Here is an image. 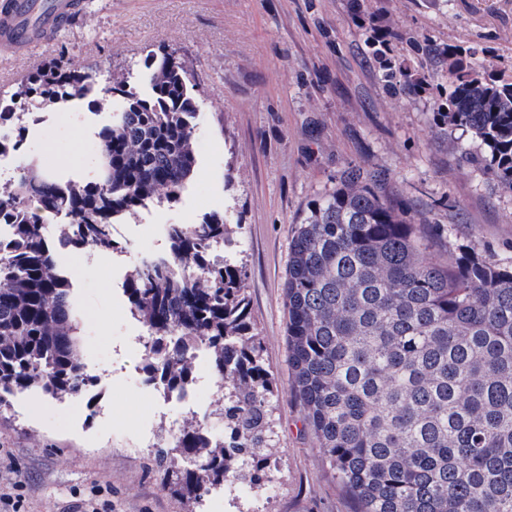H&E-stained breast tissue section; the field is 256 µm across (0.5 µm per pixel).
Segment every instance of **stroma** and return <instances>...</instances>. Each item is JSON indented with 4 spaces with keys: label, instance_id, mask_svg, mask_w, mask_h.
I'll use <instances>...</instances> for the list:
<instances>
[{
    "label": "stroma",
    "instance_id": "1",
    "mask_svg": "<svg viewBox=\"0 0 512 512\" xmlns=\"http://www.w3.org/2000/svg\"><path fill=\"white\" fill-rule=\"evenodd\" d=\"M387 42L397 76L389 85L370 44ZM176 52L200 93L197 168L180 199L128 216L118 254L127 268L154 250L152 224H195L219 214L239 225L250 321L277 390L271 399L276 461L262 499L172 490L140 445L166 422L142 372L123 277L100 258L61 257L70 272L80 356L87 373H112L95 408L32 390L0 409V494L19 512H355L305 428L290 391L283 284L289 247L308 202L339 187L357 166L381 179L406 220L424 224L432 259L464 251L512 255V190L492 183L472 158L484 148L441 116L450 54L512 79V0H86L73 30L49 46L0 60V97L45 65L81 61L90 73L129 75L146 90L148 53ZM74 105L49 106L50 121L28 140L52 170L86 178L96 161Z\"/></svg>",
    "mask_w": 512,
    "mask_h": 512
}]
</instances>
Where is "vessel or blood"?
I'll return each mask as SVG.
<instances>
[{"label": "vessel or blood", "mask_w": 512, "mask_h": 512, "mask_svg": "<svg viewBox=\"0 0 512 512\" xmlns=\"http://www.w3.org/2000/svg\"><path fill=\"white\" fill-rule=\"evenodd\" d=\"M85 0H0V55L21 56L72 28Z\"/></svg>", "instance_id": "obj_1"}]
</instances>
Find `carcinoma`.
I'll list each match as a JSON object with an SVG mask.
<instances>
[{
    "mask_svg": "<svg viewBox=\"0 0 512 512\" xmlns=\"http://www.w3.org/2000/svg\"><path fill=\"white\" fill-rule=\"evenodd\" d=\"M144 67L146 94L114 75L101 95L75 64L49 65L17 92L33 113L68 99L95 111L116 94L123 103L98 131L93 179L62 182L32 159L0 187V225L12 226L0 244V408L31 388L96 402L56 245L118 249L114 225L177 201L194 175L200 101L188 73L170 53L147 55ZM448 69L445 118L486 148L469 160L512 189V81L460 60ZM167 233L170 257L144 258L125 288L148 331L143 371L182 389L203 344L222 437L192 417L155 462L188 497L229 478L258 485L276 455L274 377L242 270L212 253L236 230L211 214ZM430 248L359 168L307 205L284 284L291 392L357 512H512V256L436 262Z\"/></svg>",
    "mask_w": 512,
    "mask_h": 512,
    "instance_id": "carcinoma-1",
    "label": "carcinoma"
}]
</instances>
